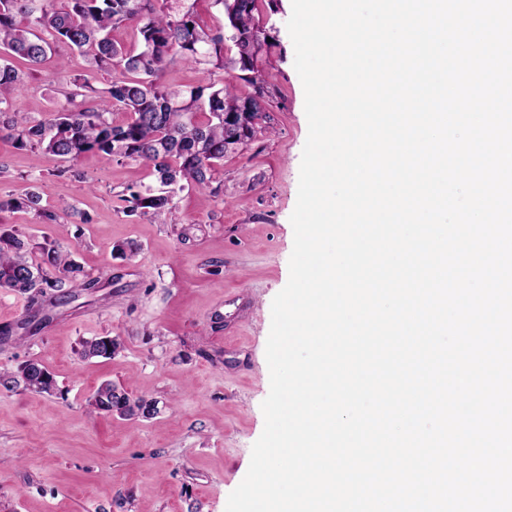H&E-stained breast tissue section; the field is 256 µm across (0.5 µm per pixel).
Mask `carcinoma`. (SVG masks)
I'll use <instances>...</instances> for the list:
<instances>
[{
	"mask_svg": "<svg viewBox=\"0 0 512 512\" xmlns=\"http://www.w3.org/2000/svg\"><path fill=\"white\" fill-rule=\"evenodd\" d=\"M197 0H0V137L19 149L41 151L76 162L87 154L147 165L155 184L117 194L135 216L163 224L178 221L174 199L187 187L206 194L224 157L246 146L271 106L262 60L272 43L260 25L259 0H211L217 9L214 28L197 19ZM133 26L137 40L127 49L112 41V31ZM235 53L226 57V42ZM63 45L87 57L97 87L76 77L62 91L49 117L31 120L16 108L26 74L11 59L37 66ZM177 62L205 65L231 78L173 88L163 81ZM249 83L246 95L235 80ZM127 114L112 120V112ZM36 192L0 198V210L29 208L43 224H57V212L40 207ZM57 239L30 244L14 233H0V288L28 295L32 302L48 293L68 299L76 289L99 287ZM121 349L119 337L102 336L82 344L86 358L111 357ZM23 387L38 393L56 390L53 376L35 360L17 372H0V387ZM94 412L120 418H152L158 403L133 398L108 382L88 401Z\"/></svg>",
	"mask_w": 512,
	"mask_h": 512,
	"instance_id": "cac0c4a2",
	"label": "carcinoma"
}]
</instances>
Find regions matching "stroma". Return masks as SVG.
Listing matches in <instances>:
<instances>
[{
  "label": "stroma",
  "instance_id": "1",
  "mask_svg": "<svg viewBox=\"0 0 512 512\" xmlns=\"http://www.w3.org/2000/svg\"><path fill=\"white\" fill-rule=\"evenodd\" d=\"M291 12V0L261 6L275 38L264 64L273 103L256 138L225 157L219 194H178L179 223L124 212L117 192L154 181L142 164L103 155L65 162L0 139V197L34 190L42 207L78 210L60 224L2 210L0 228L60 239L102 283L56 304L0 289V329L11 330L0 339V371L35 360L57 387L51 395L0 387V512H226L264 428L271 305L289 280L294 244L308 121ZM86 72L81 55L58 47L17 108L48 117L61 87ZM127 242L137 253L117 257ZM97 336L121 337L124 348L83 358L82 341ZM106 382L157 400L159 414L90 412Z\"/></svg>",
  "mask_w": 512,
  "mask_h": 512
}]
</instances>
